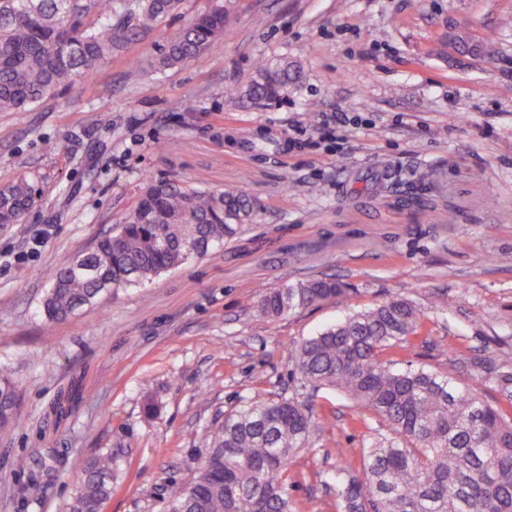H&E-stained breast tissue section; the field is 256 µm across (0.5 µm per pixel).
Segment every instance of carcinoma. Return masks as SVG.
I'll use <instances>...</instances> for the list:
<instances>
[{
  "label": "carcinoma",
  "mask_w": 512,
  "mask_h": 512,
  "mask_svg": "<svg viewBox=\"0 0 512 512\" xmlns=\"http://www.w3.org/2000/svg\"><path fill=\"white\" fill-rule=\"evenodd\" d=\"M181 0H0V112H25L61 86L93 76L129 43L179 10ZM231 5L191 20L148 63L179 66L228 32ZM296 68L284 59L259 63L250 99H281ZM26 180L0 188V224H16L33 205ZM255 203L241 191L211 190L171 179L151 181L120 224L84 252L112 289L144 285L202 258L242 234ZM195 244L185 253L184 242ZM64 259L41 308L48 324L110 297L98 280ZM330 276L287 281L259 293L257 316L286 314L347 296ZM422 314L393 297L303 340L293 356L304 386L343 391L383 421L391 437L362 449L363 476L342 466L329 484L336 512H512V350L497 356L507 405L476 389L480 361L462 380L454 372L399 368L392 355L421 335ZM313 409L298 397L250 401L205 432L211 460L170 495L165 512H302L288 495L293 459L310 450ZM112 453L91 460L64 512H93L114 489Z\"/></svg>",
  "instance_id": "cac0c4a2"
}]
</instances>
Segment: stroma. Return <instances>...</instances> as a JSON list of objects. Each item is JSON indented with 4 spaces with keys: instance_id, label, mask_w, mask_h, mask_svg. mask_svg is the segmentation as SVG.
Wrapping results in <instances>:
<instances>
[{
    "instance_id": "stroma-1",
    "label": "stroma",
    "mask_w": 512,
    "mask_h": 512,
    "mask_svg": "<svg viewBox=\"0 0 512 512\" xmlns=\"http://www.w3.org/2000/svg\"><path fill=\"white\" fill-rule=\"evenodd\" d=\"M216 2L184 0L90 79L0 112V187L36 192L0 226V369L19 398L0 512H62L107 451L120 476L104 512H162L214 419L298 392L300 341L395 296L424 317L402 361L464 374L512 348V0H236L222 41L152 73L166 39ZM261 58L301 67L270 106L242 96ZM201 173L257 198L249 232L46 326L38 310L64 258L118 224L147 181ZM418 190L433 208L406 206ZM318 274L352 294L255 316L258 287ZM313 403L321 424L288 494L335 512L325 479L360 472L363 410L332 389Z\"/></svg>"
}]
</instances>
